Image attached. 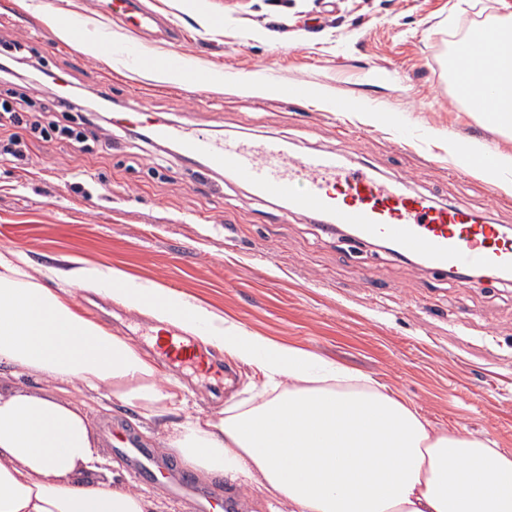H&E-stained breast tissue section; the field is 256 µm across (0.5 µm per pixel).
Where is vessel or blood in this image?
Returning <instances> with one entry per match:
<instances>
[{
	"label": "vessel or blood",
	"mask_w": 512,
	"mask_h": 512,
	"mask_svg": "<svg viewBox=\"0 0 512 512\" xmlns=\"http://www.w3.org/2000/svg\"><path fill=\"white\" fill-rule=\"evenodd\" d=\"M109 11L138 30L156 22L153 13L140 8L139 0H110ZM70 23L96 44L100 57L121 60L131 69L145 64L139 48L117 44L106 28L79 17ZM150 133L154 139L177 144L188 156L232 173L260 199L323 217L325 232L351 226L358 239L388 243L399 255L437 272L512 273V237L490 223L485 213L463 205H441L430 196L408 192L402 184L353 168L340 154L299 156L281 139L221 140L179 124H159ZM163 351L167 358L190 365H201L203 360L194 342L184 337H165ZM119 453L141 477L160 474L171 493L195 495L206 512H230L231 499L199 485L172 464L158 462L153 451L129 442Z\"/></svg>",
	"instance_id": "vessel-or-blood-1"
}]
</instances>
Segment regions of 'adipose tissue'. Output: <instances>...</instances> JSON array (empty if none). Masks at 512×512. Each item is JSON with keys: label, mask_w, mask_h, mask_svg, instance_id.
I'll return each mask as SVG.
<instances>
[{"label": "adipose tissue", "mask_w": 512, "mask_h": 512, "mask_svg": "<svg viewBox=\"0 0 512 512\" xmlns=\"http://www.w3.org/2000/svg\"><path fill=\"white\" fill-rule=\"evenodd\" d=\"M477 62L465 87L497 92L485 123L512 129V47L476 29ZM464 169L495 170L512 190V154L449 139ZM0 247V368L53 384L47 395L0 390V512H153L98 452L81 390L135 408L156 423L181 464L197 475L255 488L269 512H512V454L490 437L438 433L406 402L306 350L247 331L160 283L102 266L26 269ZM80 289L174 326L256 367L265 395L218 417L186 411L184 387L162 377L150 353L86 317Z\"/></svg>", "instance_id": "ef3b65f1"}]
</instances>
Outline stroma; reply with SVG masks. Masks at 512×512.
Returning <instances> with one entry per match:
<instances>
[{
	"mask_svg": "<svg viewBox=\"0 0 512 512\" xmlns=\"http://www.w3.org/2000/svg\"><path fill=\"white\" fill-rule=\"evenodd\" d=\"M0 0V56L20 44L27 64L63 76L115 112L146 113L213 135L278 137L300 154L340 151L356 166L446 205L512 226V193L462 169L455 136L487 153L512 154V134L469 112L448 64L460 32L512 17V0H141L178 29L172 38L129 32L119 43L151 55L182 52L214 73L223 91L149 80L64 42L47 43L37 15L80 16L98 0ZM306 84L322 100L285 102L241 90L242 82ZM377 112L382 122H370ZM39 120L45 137L29 128ZM78 112H45L33 101L21 123L0 113L26 160L0 155V247L33 264L77 260L162 282L248 331L314 352L375 380L435 429L486 435L512 453V283L458 281L399 256L321 231L315 216L255 198L225 171L143 143L132 124L112 130L111 149L61 137ZM80 310L142 349L154 320L116 301L77 293ZM197 370L159 361L185 387L191 412L214 415L265 388L254 367L223 352ZM96 436L120 427L164 454L138 411L94 393L83 397ZM157 512H198L187 497L135 476L109 442L99 446Z\"/></svg>",
	"mask_w": 512,
	"mask_h": 512,
	"instance_id": "obj_1",
	"label": "stroma"
}]
</instances>
